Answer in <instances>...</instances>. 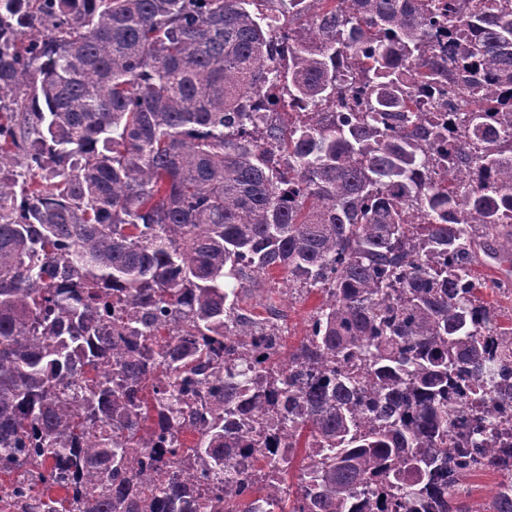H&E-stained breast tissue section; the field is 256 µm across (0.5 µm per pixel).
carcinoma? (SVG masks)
<instances>
[{
  "label": "carcinoma",
  "instance_id": "obj_1",
  "mask_svg": "<svg viewBox=\"0 0 512 512\" xmlns=\"http://www.w3.org/2000/svg\"><path fill=\"white\" fill-rule=\"evenodd\" d=\"M270 83L302 118L259 130ZM421 86L471 89L453 140ZM487 288L512 289V0H0V503L476 512L460 483L512 471L448 438L512 406ZM320 301L321 296L313 293L304 300L293 301L289 306L286 302L288 319L284 325L287 328H285L284 344L287 347L296 345L304 336L308 315Z\"/></svg>",
  "mask_w": 512,
  "mask_h": 512
}]
</instances>
